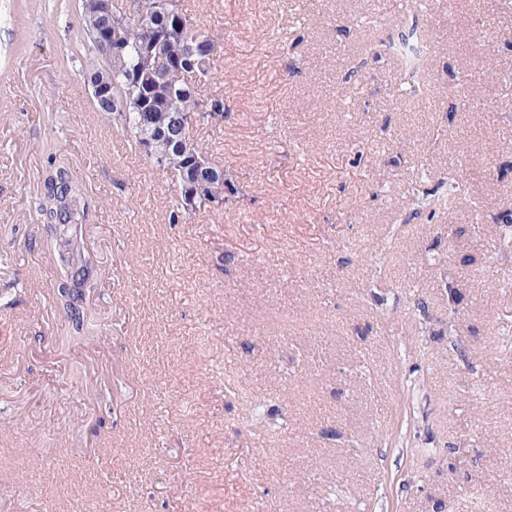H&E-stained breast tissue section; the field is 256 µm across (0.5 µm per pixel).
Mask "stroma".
<instances>
[{"mask_svg":"<svg viewBox=\"0 0 512 512\" xmlns=\"http://www.w3.org/2000/svg\"><path fill=\"white\" fill-rule=\"evenodd\" d=\"M378 2L184 0L234 74L199 138L241 196L172 224L95 110L82 0H0V512H512V0H386L372 28ZM404 14L422 112L374 58ZM460 80L492 112L452 111ZM476 156L482 213L412 214ZM59 161L98 284L78 348L40 210Z\"/></svg>","mask_w":512,"mask_h":512,"instance_id":"35a3bbf8","label":"stroma"}]
</instances>
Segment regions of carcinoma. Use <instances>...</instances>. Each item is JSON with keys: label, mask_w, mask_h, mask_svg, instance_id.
Here are the masks:
<instances>
[{"label": "carcinoma", "mask_w": 512, "mask_h": 512, "mask_svg": "<svg viewBox=\"0 0 512 512\" xmlns=\"http://www.w3.org/2000/svg\"><path fill=\"white\" fill-rule=\"evenodd\" d=\"M134 13L113 10L112 28L106 30V41L121 42L124 52L119 59L111 61L103 55L102 48L92 46V55L84 59L86 73H93L107 67L112 73V102H97V111L112 120V125L133 137L139 144L144 135L137 126V113L144 103H149L151 127L155 130L170 129L181 121L187 112H200L204 104L224 105V98L209 94L202 88L218 78L215 57L219 38L202 28L181 5V0L159 4L156 0H134ZM154 33L162 41L161 53L165 58L162 67L176 66L190 47L202 40L208 50L202 53L203 59L195 69L175 72L167 76L161 71L155 75L157 85L151 87L136 79L137 74L149 67L146 58L140 53L141 41ZM383 50L392 53L398 61L397 81L402 91L416 99L423 94L420 72L427 61L423 39L417 30L408 29L398 39L381 42ZM215 127L208 116L201 117L197 127H185L182 134L157 142V149L170 155V165L165 174L173 184H182L191 178L189 157L204 155L216 166L224 163L203 150L194 139L196 128ZM446 192L436 195L412 189L409 205L414 210L428 212V220L439 214L453 212L467 199L466 186L461 175L448 173L441 180ZM43 211L49 220L47 231L58 252L60 273L54 298L55 305L61 307L71 320L72 343L78 345L88 337L90 319L84 314L78 300L85 290L94 287L88 270L90 256L85 254L82 234V219L86 210L84 192L69 171L61 166L53 168L44 182Z\"/></svg>", "instance_id": "1"}]
</instances>
